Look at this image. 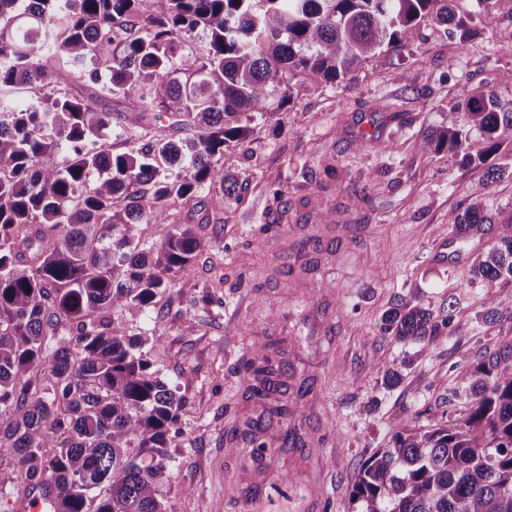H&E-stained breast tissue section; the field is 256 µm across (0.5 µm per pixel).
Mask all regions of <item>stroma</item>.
<instances>
[{"label":"stroma","mask_w":512,"mask_h":512,"mask_svg":"<svg viewBox=\"0 0 512 512\" xmlns=\"http://www.w3.org/2000/svg\"><path fill=\"white\" fill-rule=\"evenodd\" d=\"M454 9L473 19L467 46L427 21L341 83L309 79L290 102L273 98L270 116L224 154L225 172L248 179L247 191L217 218L200 206L183 211V223L209 240L207 254L163 309L127 319L130 334L159 335L153 367L187 397L161 488L170 512H299L302 499L314 500L315 512H351L347 488L360 464L391 444L399 424L425 425L446 411L465 418L467 402L448 399L450 388L471 382L462 364L512 344V319L484 323L482 306L491 297L512 307V280L472 273L493 234L462 244L451 232L474 202L512 215V179L489 184L457 156L418 149L422 135L452 121L477 137L455 109L466 90L512 98V0H496L489 14L477 0H456ZM329 164L337 177L324 190ZM276 189L310 204L266 241L258 228ZM221 270L241 275L240 288L203 304L199 285ZM453 297V325L434 343L383 335L389 310L410 301L437 312ZM268 337L286 341L289 389L304 382L310 391L287 416L269 419L260 456L225 432L254 414L236 366ZM389 371L396 385H386ZM285 429L300 446H280ZM259 480L267 497L257 508L250 496Z\"/></svg>","instance_id":"stroma-1"}]
</instances>
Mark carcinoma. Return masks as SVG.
<instances>
[{"instance_id":"carcinoma-1","label":"carcinoma","mask_w":512,"mask_h":512,"mask_svg":"<svg viewBox=\"0 0 512 512\" xmlns=\"http://www.w3.org/2000/svg\"><path fill=\"white\" fill-rule=\"evenodd\" d=\"M450 0H0V458L20 467L25 490L49 484L61 512H168L160 486L171 432L186 400L152 369L126 314L154 308L192 274L206 243L178 220L200 204L216 213L243 184L224 177V150L293 99L305 74L343 81L429 18L471 36ZM204 45L190 39L197 32ZM91 81L96 93L68 86ZM134 96L123 147L95 98ZM473 139L451 125L424 135L423 155L459 154L495 183L490 163L512 143V106L470 90ZM178 126L185 136L174 139ZM61 160L45 163L42 157ZM284 191L267 211L288 215ZM477 205L455 217L466 239L493 230ZM486 280L512 279V221L478 262ZM456 306L435 315L403 305L383 331L428 343L451 328ZM285 350L254 345L243 367L250 396L265 395ZM489 360L474 376L463 420L407 423L389 448L358 468L353 512H512V371Z\"/></svg>"}]
</instances>
